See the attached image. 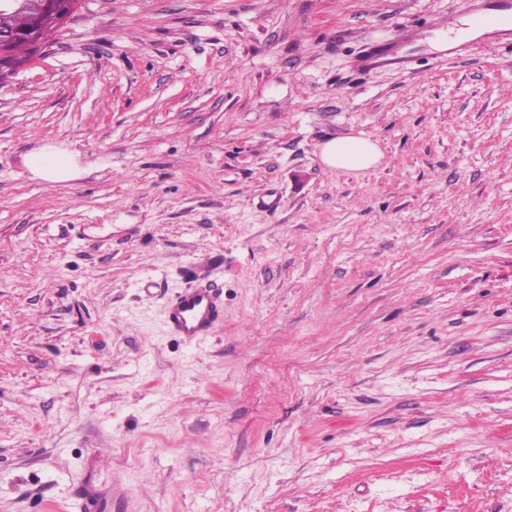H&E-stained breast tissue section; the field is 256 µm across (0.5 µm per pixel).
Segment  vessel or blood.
<instances>
[{"mask_svg": "<svg viewBox=\"0 0 512 512\" xmlns=\"http://www.w3.org/2000/svg\"><path fill=\"white\" fill-rule=\"evenodd\" d=\"M470 28L484 39H512V0H474ZM408 61L403 48L373 49L365 56L362 67L367 71L386 66L402 68ZM223 316L220 295L201 279L178 292L165 307L169 330L192 344L204 342Z\"/></svg>", "mask_w": 512, "mask_h": 512, "instance_id": "1", "label": "vessel or blood"}]
</instances>
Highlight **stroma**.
Here are the masks:
<instances>
[{"label":"stroma","mask_w":512,"mask_h":512,"mask_svg":"<svg viewBox=\"0 0 512 512\" xmlns=\"http://www.w3.org/2000/svg\"><path fill=\"white\" fill-rule=\"evenodd\" d=\"M472 6L78 0L0 71V512H512V48L360 69ZM445 26L444 21L436 23H428L427 25L414 29L410 34L402 37L399 47L391 49H372L363 59L362 67L365 71H371L380 67L392 66L396 68H403L409 61L402 48L403 45L423 38L426 31L433 28H441ZM322 162L330 168L365 171L380 161L377 144L368 138L349 136L332 139L320 146ZM32 177L49 182H65L80 176L82 169L76 156L61 148L47 146L26 158ZM196 284L178 292L165 307L169 330L191 344L204 342L224 316V303L218 292L204 281L205 276L189 270Z\"/></svg>","instance_id":"35a3bbf8"}]
</instances>
